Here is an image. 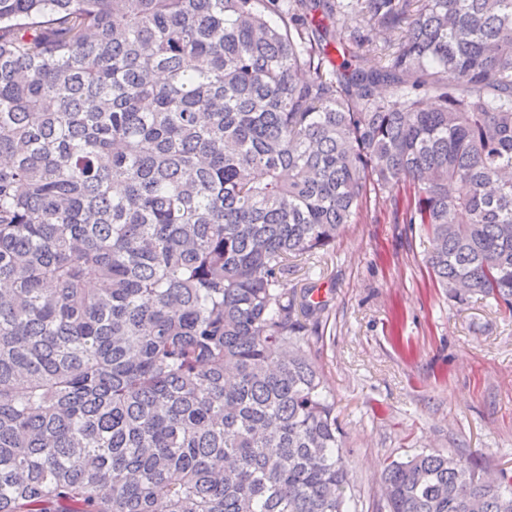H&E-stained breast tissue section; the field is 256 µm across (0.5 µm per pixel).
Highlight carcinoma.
<instances>
[{
    "label": "carcinoma",
    "mask_w": 512,
    "mask_h": 512,
    "mask_svg": "<svg viewBox=\"0 0 512 512\" xmlns=\"http://www.w3.org/2000/svg\"><path fill=\"white\" fill-rule=\"evenodd\" d=\"M383 193L512 313V0H0V512H351L288 276Z\"/></svg>",
    "instance_id": "1"
}]
</instances>
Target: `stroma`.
<instances>
[{
  "instance_id": "obj_1",
  "label": "stroma",
  "mask_w": 512,
  "mask_h": 512,
  "mask_svg": "<svg viewBox=\"0 0 512 512\" xmlns=\"http://www.w3.org/2000/svg\"><path fill=\"white\" fill-rule=\"evenodd\" d=\"M424 232L394 221L391 199L364 208L316 264L288 279L313 361L336 397L354 512H385L391 460L453 453L489 477L512 473V315L433 283Z\"/></svg>"
}]
</instances>
